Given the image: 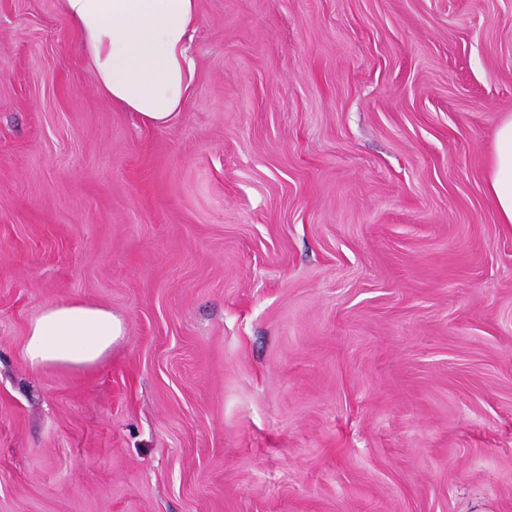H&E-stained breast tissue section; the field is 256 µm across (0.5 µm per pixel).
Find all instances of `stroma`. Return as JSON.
Listing matches in <instances>:
<instances>
[{"label": "stroma", "instance_id": "35a3bbf8", "mask_svg": "<svg viewBox=\"0 0 512 512\" xmlns=\"http://www.w3.org/2000/svg\"><path fill=\"white\" fill-rule=\"evenodd\" d=\"M164 126L0 0V512H512V0H197ZM125 325L31 369L29 322ZM486 190L500 223L512 224V117H506L496 132L494 155L488 163ZM124 334L122 321L104 307L77 300L46 307L26 330L24 353L33 369H85L98 363Z\"/></svg>", "mask_w": 512, "mask_h": 512}]
</instances>
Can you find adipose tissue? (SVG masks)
I'll use <instances>...</instances> for the list:
<instances>
[{"label": "adipose tissue", "instance_id": "obj_1", "mask_svg": "<svg viewBox=\"0 0 512 512\" xmlns=\"http://www.w3.org/2000/svg\"><path fill=\"white\" fill-rule=\"evenodd\" d=\"M97 91L148 126L167 124L195 82L190 54L198 23L196 0H60ZM486 190L501 223L512 224V117L496 132ZM124 325L104 307L77 300L46 307L26 330L31 368L85 369L123 336Z\"/></svg>", "mask_w": 512, "mask_h": 512}]
</instances>
